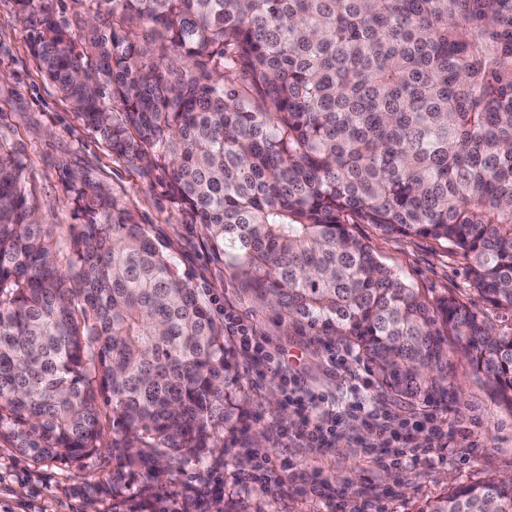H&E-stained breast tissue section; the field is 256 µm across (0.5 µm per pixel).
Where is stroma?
<instances>
[{
	"label": "stroma",
	"mask_w": 512,
	"mask_h": 512,
	"mask_svg": "<svg viewBox=\"0 0 512 512\" xmlns=\"http://www.w3.org/2000/svg\"><path fill=\"white\" fill-rule=\"evenodd\" d=\"M30 33L0 0V136L26 164L42 223L67 233L76 221V204L66 188L69 173L83 172L108 186L131 210L147 234L175 260L191 288L207 303L214 319L233 310L261 336L270 353L289 356L290 369L275 366L256 379L249 356L239 370L248 391L235 432L206 451L201 461L154 473L124 467L117 453L103 449L81 465L34 461L0 443V512H222L225 495L250 512H342L340 493L353 492L362 512H418L428 500L458 485L512 474V414L501 409L492 389L475 375L456 349L448 351L447 394L427 398L392 395L377 387L366 365L336 373L326 361L324 337L283 322L277 313L243 298V282L232 260L215 255L202 225L162 193L157 180L143 176L112 155L81 122L55 86L40 73L29 47ZM353 234L378 260L428 299L453 293L482 308L470 290V258L447 245L423 238L386 235L370 224L352 225ZM293 376L309 393L342 408L341 423L328 447L308 448L285 432L298 415L282 401L285 377ZM386 410L387 434L425 424L414 441L432 442L429 427L454 433L445 458H398L396 448L374 446L364 420L372 407ZM275 469L257 479L261 458Z\"/></svg>",
	"instance_id": "35a3bbf8"
}]
</instances>
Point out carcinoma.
<instances>
[{
	"label": "carcinoma",
	"mask_w": 512,
	"mask_h": 512,
	"mask_svg": "<svg viewBox=\"0 0 512 512\" xmlns=\"http://www.w3.org/2000/svg\"><path fill=\"white\" fill-rule=\"evenodd\" d=\"M13 0L44 76L112 154L231 253L246 292L352 347L378 385L447 391L448 339L512 412V327L429 301L349 230L442 242L512 313V0ZM60 246L0 138V440L136 468L216 446L245 391L224 327L95 178ZM418 512H512V479Z\"/></svg>",
	"instance_id": "obj_1"
}]
</instances>
